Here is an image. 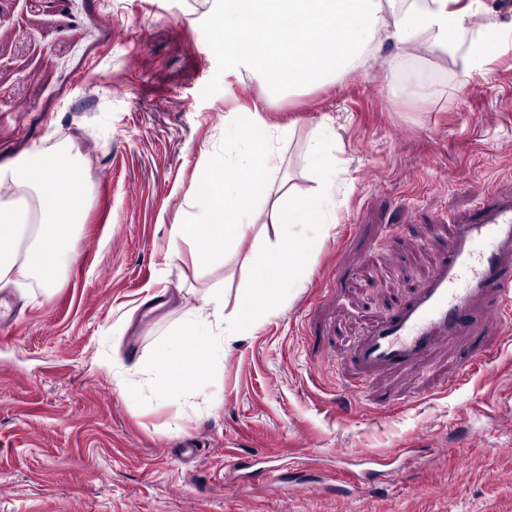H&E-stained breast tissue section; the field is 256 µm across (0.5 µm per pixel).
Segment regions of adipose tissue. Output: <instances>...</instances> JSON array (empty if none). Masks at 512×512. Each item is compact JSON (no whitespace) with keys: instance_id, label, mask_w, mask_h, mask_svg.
Here are the masks:
<instances>
[{"instance_id":"1","label":"adipose tissue","mask_w":512,"mask_h":512,"mask_svg":"<svg viewBox=\"0 0 512 512\" xmlns=\"http://www.w3.org/2000/svg\"><path fill=\"white\" fill-rule=\"evenodd\" d=\"M224 67L249 73L258 93L240 118L252 121L246 140L224 152L221 167L200 181V211L174 235L194 246L201 264L219 259L227 242L244 240L263 217L275 226L272 240L246 259L267 309L279 307L289 279L305 274L319 239L295 233L299 224H330L332 185L310 196L277 181L283 144L292 129L261 118L273 88L294 89L328 82L356 67L376 64L385 44L397 49L388 66L401 69L402 51L418 47L452 55L464 72L485 62L483 37L494 25L485 0H224ZM63 149L29 163L0 166V186L13 196L0 200V285L24 286L36 279L55 287L66 258L74 256L70 229L82 213L74 188L83 181ZM252 298L224 310V291L209 289L200 306L175 329L165 347L161 383L176 379L197 388L219 359L226 339L245 335L253 319Z\"/></svg>"}]
</instances>
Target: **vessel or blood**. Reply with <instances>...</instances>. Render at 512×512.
Here are the masks:
<instances>
[{
    "instance_id": "1",
    "label": "vessel or blood",
    "mask_w": 512,
    "mask_h": 512,
    "mask_svg": "<svg viewBox=\"0 0 512 512\" xmlns=\"http://www.w3.org/2000/svg\"><path fill=\"white\" fill-rule=\"evenodd\" d=\"M447 234L432 275L352 349L364 379L413 371L482 324L512 336V184L490 188Z\"/></svg>"
}]
</instances>
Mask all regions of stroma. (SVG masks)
I'll use <instances>...</instances> for the list:
<instances>
[{
  "mask_svg": "<svg viewBox=\"0 0 512 512\" xmlns=\"http://www.w3.org/2000/svg\"><path fill=\"white\" fill-rule=\"evenodd\" d=\"M488 2L499 27L482 70L417 51L404 75L354 69L274 94L264 118L294 126L291 183L334 180L336 221L311 272L186 394L154 375L171 329L210 288L234 310L246 256L274 235L257 225L209 266L171 237L249 127L230 114L257 83L225 75L213 44L224 0H0V166L66 147L89 194L58 286L0 295V512H512V422L488 413L512 393V343L365 384L348 359L430 276L441 225L512 181V0ZM323 122L335 159L311 173ZM153 295L166 305L149 310ZM400 448L393 480L358 495L323 466ZM265 461L308 493L273 491Z\"/></svg>",
  "mask_w": 512,
  "mask_h": 512,
  "instance_id": "stroma-1",
  "label": "stroma"
}]
</instances>
